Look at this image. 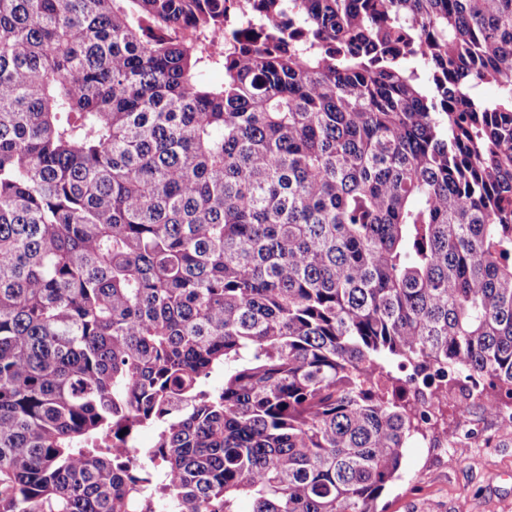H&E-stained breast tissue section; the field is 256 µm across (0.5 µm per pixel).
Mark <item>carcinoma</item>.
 <instances>
[{
	"mask_svg": "<svg viewBox=\"0 0 512 512\" xmlns=\"http://www.w3.org/2000/svg\"><path fill=\"white\" fill-rule=\"evenodd\" d=\"M232 6L0 0V512H377L448 387L512 424V0Z\"/></svg>",
	"mask_w": 512,
	"mask_h": 512,
	"instance_id": "cac0c4a2",
	"label": "carcinoma"
}]
</instances>
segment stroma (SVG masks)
<instances>
[{
	"label": "stroma",
	"instance_id": "1",
	"mask_svg": "<svg viewBox=\"0 0 512 512\" xmlns=\"http://www.w3.org/2000/svg\"><path fill=\"white\" fill-rule=\"evenodd\" d=\"M465 425L478 434L465 452L449 454L438 429L404 449L401 476L382 493L378 512H512V442L482 409H473ZM496 473L501 481L489 486Z\"/></svg>",
	"mask_w": 512,
	"mask_h": 512
}]
</instances>
